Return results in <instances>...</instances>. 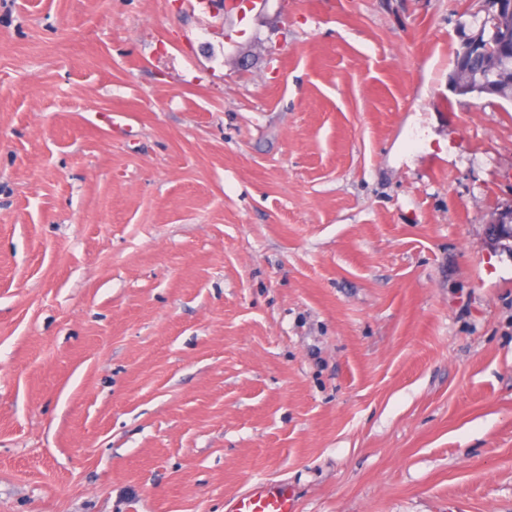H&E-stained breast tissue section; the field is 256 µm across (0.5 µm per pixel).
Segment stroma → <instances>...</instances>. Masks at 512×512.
I'll use <instances>...</instances> for the list:
<instances>
[{"label": "stroma", "instance_id": "obj_1", "mask_svg": "<svg viewBox=\"0 0 512 512\" xmlns=\"http://www.w3.org/2000/svg\"><path fill=\"white\" fill-rule=\"evenodd\" d=\"M487 9L0 0V512H512ZM497 38L498 34L496 29H492V32H488L486 34L483 24H481L478 32L468 41H466L462 48L457 52L454 63V73H460V70L457 66L458 60L468 57L478 48L488 46L490 43H494ZM503 58L507 57L504 55H494L491 58H487V64H484V55H477L471 58L469 61L470 65L463 69L471 72H478L484 67V65L485 69L477 74L471 75L468 83L462 87H458L456 91H472L477 93L484 88L492 90V88L496 86L493 80L499 79V74L506 67L504 62L500 61L503 60ZM293 493L283 484L254 487L238 498L230 512H296Z\"/></svg>", "mask_w": 512, "mask_h": 512}]
</instances>
